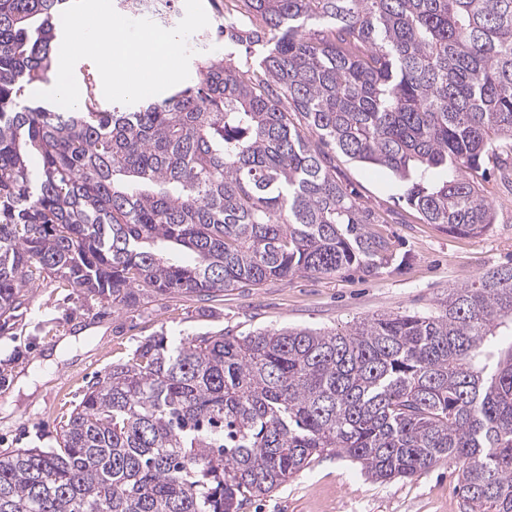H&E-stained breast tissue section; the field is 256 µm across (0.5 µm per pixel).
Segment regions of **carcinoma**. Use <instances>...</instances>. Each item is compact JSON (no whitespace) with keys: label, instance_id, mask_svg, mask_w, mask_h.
I'll return each mask as SVG.
<instances>
[{"label":"carcinoma","instance_id":"carcinoma-1","mask_svg":"<svg viewBox=\"0 0 512 512\" xmlns=\"http://www.w3.org/2000/svg\"><path fill=\"white\" fill-rule=\"evenodd\" d=\"M241 2L262 24L229 37L266 48L258 69L201 57L195 85L124 112L89 77L71 111L31 101L71 0H0V318L41 279L119 309L392 263L331 148L429 224L495 223L472 173L512 175V0ZM504 328L512 266L343 331L149 338L58 447L0 452V512H242L326 452L380 483L451 464L464 512H512Z\"/></svg>","mask_w":512,"mask_h":512}]
</instances>
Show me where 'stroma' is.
<instances>
[{
	"label": "stroma",
	"mask_w": 512,
	"mask_h": 512,
	"mask_svg": "<svg viewBox=\"0 0 512 512\" xmlns=\"http://www.w3.org/2000/svg\"><path fill=\"white\" fill-rule=\"evenodd\" d=\"M209 25L193 34L197 55L223 59L217 27L251 19L233 0H203ZM336 179L377 217L368 232L387 239L394 263L356 266L331 275L298 274L246 284L211 302L189 295H151L115 309L47 280L25 292L17 317L0 329V451L55 447L61 421L113 363L128 362L141 341L164 334L177 342L214 328L244 335L284 326L343 329L384 313L427 312L449 289L512 265V184L490 170L479 182L497 213L481 235L449 233L426 223L389 172L336 155ZM74 343L66 350L64 338ZM453 467L438 465L412 479L380 483L328 453L245 512H464Z\"/></svg>",
	"instance_id": "obj_1"
}]
</instances>
